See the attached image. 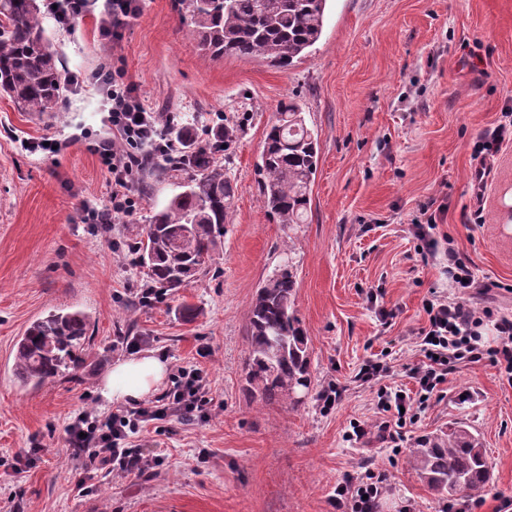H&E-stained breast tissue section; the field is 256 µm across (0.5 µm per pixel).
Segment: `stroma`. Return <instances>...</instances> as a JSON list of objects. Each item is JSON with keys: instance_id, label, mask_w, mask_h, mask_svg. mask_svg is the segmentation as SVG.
Instances as JSON below:
<instances>
[{"instance_id": "stroma-1", "label": "stroma", "mask_w": 512, "mask_h": 512, "mask_svg": "<svg viewBox=\"0 0 512 512\" xmlns=\"http://www.w3.org/2000/svg\"><path fill=\"white\" fill-rule=\"evenodd\" d=\"M138 14L112 40L99 32L104 0L64 25L43 12L67 85L60 111L28 118L0 96V512H336L345 471L387 470L382 512H439L442 502L416 480L405 451L374 436L347 440L353 424H373L376 394L355 382L362 364L386 353L388 385L411 388V332L422 302L447 291L442 264L423 262L408 232L418 206L445 208L439 233L470 257L479 280L497 290L479 305L512 311V141L475 182L481 135L512 109V0H328L321 39L293 66L207 60L194 48L176 0H140ZM121 70L144 107L188 122L198 143L219 125L240 131L225 152L238 192L208 270L176 295L142 305L143 269L132 228L178 191L150 181L136 212L111 227L89 223L85 206L108 205L112 183L96 151L111 139L102 66ZM297 101L319 135V164L306 223H276L263 209L256 168L281 101ZM56 142L53 150L37 142ZM481 207L482 221L464 224ZM297 270L295 309L310 336L315 384L298 407L250 394L248 311L276 265ZM376 292L395 308L383 324L367 303ZM81 310L89 342L76 377L39 389L13 374L15 345L35 319ZM168 364L196 365L224 400L205 419H175L135 438L161 455L159 471L132 481L108 475L90 493L75 485L65 443L72 412L111 403L99 392L112 366L130 355L125 339ZM345 388L323 410L329 382ZM447 399L409 426L407 441L460 422L478 434L491 465L492 492L512 499V387L485 365L457 368ZM473 392L465 403L456 396ZM31 450L13 474L15 455Z\"/></svg>"}]
</instances>
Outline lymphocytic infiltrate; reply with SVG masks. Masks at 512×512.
I'll return each mask as SVG.
<instances>
[{
	"label": "lymphocytic infiltrate",
	"mask_w": 512,
	"mask_h": 512,
	"mask_svg": "<svg viewBox=\"0 0 512 512\" xmlns=\"http://www.w3.org/2000/svg\"><path fill=\"white\" fill-rule=\"evenodd\" d=\"M109 99L112 138L101 143L97 152L112 178V197L109 209L91 210L96 224L109 223L115 215H133L139 204L134 176L142 159L161 160L173 150L172 142L158 134L157 113L145 109L120 77H113ZM420 211L425 221L410 227L416 251L426 261L445 254L450 291L432 292L423 302L425 323L413 332L418 359L405 367L414 389L408 392L387 386L391 367L378 359L364 364L356 375L360 384L376 390L379 439L394 444L403 441L406 424L417 423L422 413L445 399L443 385L459 366L490 365L512 385V316L472 302L473 290H489V283L476 279L470 259L452 239L438 236L441 208L429 200L421 204ZM489 328L495 333L491 340L484 336ZM222 405L203 369L179 365L170 387L149 405L105 412L78 409L66 427L67 452L78 471L77 487L87 490L105 474L140 478L153 473L163 460L134 447L135 435L174 417L207 416ZM389 481L388 473L379 469L345 472L336 485L333 505L337 512H380Z\"/></svg>",
	"instance_id": "obj_1"
}]
</instances>
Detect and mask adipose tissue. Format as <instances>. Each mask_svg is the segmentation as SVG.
<instances>
[{"label": "adipose tissue", "mask_w": 512, "mask_h": 512, "mask_svg": "<svg viewBox=\"0 0 512 512\" xmlns=\"http://www.w3.org/2000/svg\"><path fill=\"white\" fill-rule=\"evenodd\" d=\"M169 373L164 357L147 352L117 362L104 379L100 394L109 401L138 402L156 393Z\"/></svg>", "instance_id": "adipose-tissue-1"}]
</instances>
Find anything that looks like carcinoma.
<instances>
[{
	"label": "carcinoma",
	"instance_id": "obj_1",
	"mask_svg": "<svg viewBox=\"0 0 512 512\" xmlns=\"http://www.w3.org/2000/svg\"><path fill=\"white\" fill-rule=\"evenodd\" d=\"M328 0H179L196 49L209 59L259 60L286 69L321 38ZM58 57L43 37L39 0H0V95L20 112L49 114L64 100ZM223 126L213 142L195 145L180 127L182 149L152 165L149 175L186 180L182 191L135 227L138 263L147 286L175 295L207 269L217 234L227 223L237 184L219 153L236 138ZM318 132L303 109L280 105L257 164L262 206L279 224L306 221L318 168ZM296 274L284 264L258 288L249 309L248 390L268 403L301 401L292 393L313 386L307 330L296 315ZM82 311L50 312L33 321L16 343L14 372L35 388L81 368L89 339ZM412 474L438 497L483 493L489 483L478 436L458 424L416 439L408 449Z\"/></svg>",
	"mask_w": 512,
	"mask_h": 512
}]
</instances>
